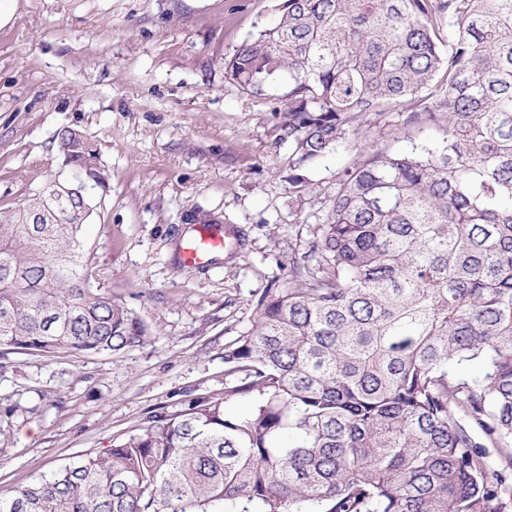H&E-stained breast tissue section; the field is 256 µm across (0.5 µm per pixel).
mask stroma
<instances>
[{
  "mask_svg": "<svg viewBox=\"0 0 512 512\" xmlns=\"http://www.w3.org/2000/svg\"><path fill=\"white\" fill-rule=\"evenodd\" d=\"M274 5L0 0V208L47 179H73L54 139L81 130L105 175L84 235L91 286L152 336L116 354L0 347V493L110 448L157 408L223 392L225 346L307 251L345 165L360 151L440 143L435 133H375L294 167L275 143L282 102L224 76L225 60L275 21ZM197 212L240 237L233 254L199 269L179 258Z\"/></svg>",
  "mask_w": 512,
  "mask_h": 512,
  "instance_id": "35a3bbf8",
  "label": "stroma"
}]
</instances>
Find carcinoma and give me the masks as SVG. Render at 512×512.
Masks as SVG:
<instances>
[{
	"label": "carcinoma",
	"instance_id": "1",
	"mask_svg": "<svg viewBox=\"0 0 512 512\" xmlns=\"http://www.w3.org/2000/svg\"><path fill=\"white\" fill-rule=\"evenodd\" d=\"M224 62L284 103L301 166L351 135L440 130L438 150L357 154L307 255L224 348L237 385L0 494V512H509L512 0H282ZM103 183L96 145L56 136ZM45 223H33L37 213ZM92 198L49 180L0 210V346L50 356L150 341L91 288ZM477 365L469 378L461 365ZM250 397L248 411L229 409Z\"/></svg>",
	"mask_w": 512,
	"mask_h": 512
}]
</instances>
